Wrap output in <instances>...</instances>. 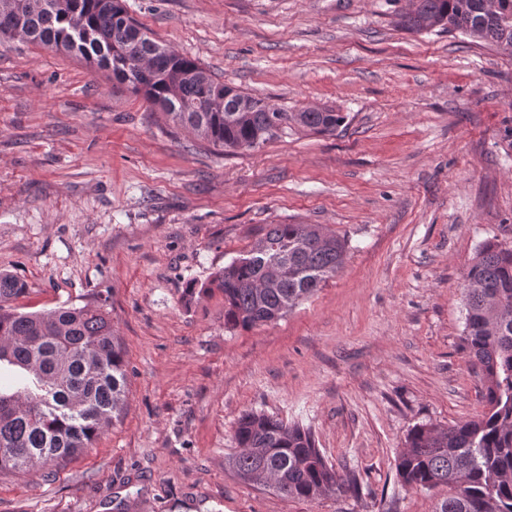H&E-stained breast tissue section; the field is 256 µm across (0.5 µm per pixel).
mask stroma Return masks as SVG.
<instances>
[{
    "label": "stroma",
    "mask_w": 512,
    "mask_h": 512,
    "mask_svg": "<svg viewBox=\"0 0 512 512\" xmlns=\"http://www.w3.org/2000/svg\"><path fill=\"white\" fill-rule=\"evenodd\" d=\"M122 4L216 80L346 121L227 156L78 59L0 44V271L23 312L106 302L127 362L120 418L65 465L0 475V512H435L447 488L404 486L395 460L414 426L483 410L463 274L512 245V50L401 30L411 0ZM271 224L344 236L343 263L228 328L207 284ZM251 409L311 427L359 494L240 480Z\"/></svg>",
    "instance_id": "obj_1"
}]
</instances>
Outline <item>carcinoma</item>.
<instances>
[{"label":"carcinoma","mask_w":512,"mask_h":512,"mask_svg":"<svg viewBox=\"0 0 512 512\" xmlns=\"http://www.w3.org/2000/svg\"><path fill=\"white\" fill-rule=\"evenodd\" d=\"M416 0L396 14L413 33H460L512 48V0ZM19 39L83 61L144 96L177 126L226 155L255 149L288 130L333 134L345 122L332 107H275L213 78L196 60L156 41L121 0H0V40ZM346 241L318 224H270L250 251L214 274L224 324L244 329L281 318L336 274ZM25 283L0 272V366L23 378L0 386V474L59 466L89 448L123 409L124 350L105 304L42 312L13 306ZM466 354L480 377L484 411L446 427L419 424L396 459L404 485L448 487L439 512H512V246L481 243L464 273ZM228 466L293 499L357 494L352 470L339 472L310 429L246 412Z\"/></svg>","instance_id":"1"}]
</instances>
